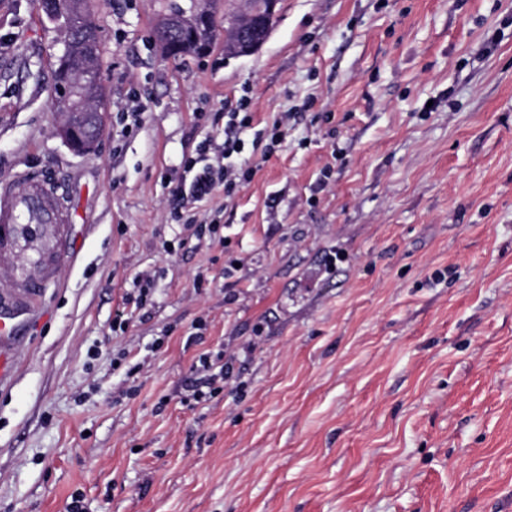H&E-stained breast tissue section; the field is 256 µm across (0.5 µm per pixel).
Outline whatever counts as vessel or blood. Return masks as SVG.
<instances>
[{
	"mask_svg": "<svg viewBox=\"0 0 512 512\" xmlns=\"http://www.w3.org/2000/svg\"><path fill=\"white\" fill-rule=\"evenodd\" d=\"M71 221L66 193L45 176L33 173L0 183V264L22 252L33 254L20 285L37 287L58 260L52 240Z\"/></svg>",
	"mask_w": 512,
	"mask_h": 512,
	"instance_id": "obj_1",
	"label": "vessel or blood"
}]
</instances>
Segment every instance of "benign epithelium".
Returning <instances> with one entry per match:
<instances>
[{
  "label": "benign epithelium",
  "instance_id": "1",
  "mask_svg": "<svg viewBox=\"0 0 512 512\" xmlns=\"http://www.w3.org/2000/svg\"><path fill=\"white\" fill-rule=\"evenodd\" d=\"M239 7L230 16L234 44L232 49L240 55H251L266 41L270 29L256 25L259 18L275 13L277 0H238ZM207 20V13L201 9L181 11L172 18L174 29L185 33H195ZM71 31L78 37L84 32H93V18L77 11L71 15ZM71 46L64 44L58 57L61 69H69V77L60 83L58 94L54 96L57 110L65 119L59 126L58 134L77 153H89L96 148L101 135L99 116L101 105L95 95L99 74L92 64L93 54H85L70 61Z\"/></svg>",
  "mask_w": 512,
  "mask_h": 512
}]
</instances>
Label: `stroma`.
I'll return each instance as SVG.
<instances>
[{
	"instance_id": "1",
	"label": "stroma",
	"mask_w": 512,
	"mask_h": 512,
	"mask_svg": "<svg viewBox=\"0 0 512 512\" xmlns=\"http://www.w3.org/2000/svg\"><path fill=\"white\" fill-rule=\"evenodd\" d=\"M194 4L236 2L97 0L108 102L79 154L59 31L0 0V180L49 172L74 217L16 301L0 512H512V0H279L258 52L173 61L156 25ZM245 94V141L286 112L287 136L244 150L251 182L196 211L223 242L199 239L170 218L181 163ZM220 353L231 378L186 401Z\"/></svg>"
}]
</instances>
